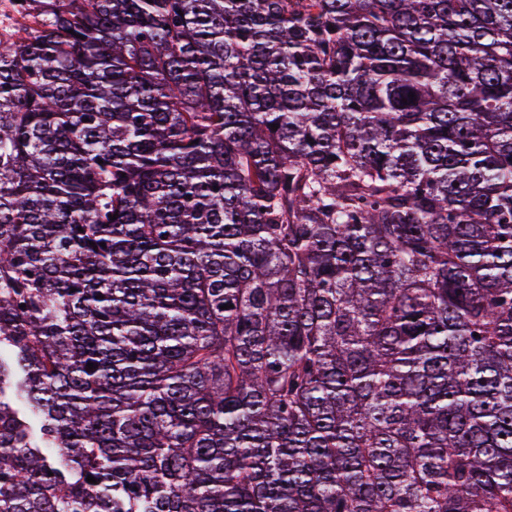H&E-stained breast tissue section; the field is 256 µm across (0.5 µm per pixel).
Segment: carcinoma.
Returning a JSON list of instances; mask_svg holds the SVG:
<instances>
[{
  "instance_id": "obj_1",
  "label": "carcinoma",
  "mask_w": 512,
  "mask_h": 512,
  "mask_svg": "<svg viewBox=\"0 0 512 512\" xmlns=\"http://www.w3.org/2000/svg\"><path fill=\"white\" fill-rule=\"evenodd\" d=\"M22 2L0 512H512V0Z\"/></svg>"
}]
</instances>
